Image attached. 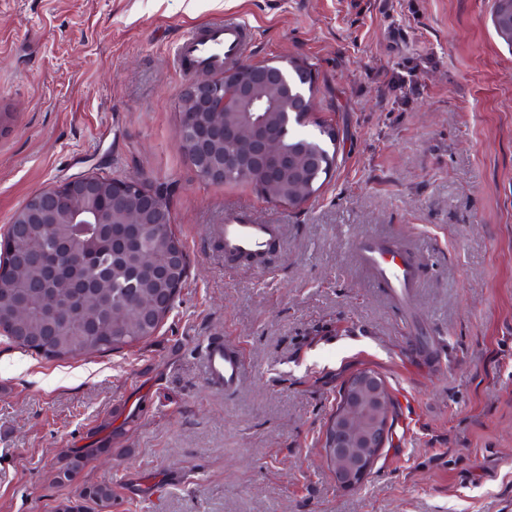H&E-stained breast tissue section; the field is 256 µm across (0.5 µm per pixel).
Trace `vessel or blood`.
<instances>
[{
	"label": "vessel or blood",
	"instance_id": "obj_1",
	"mask_svg": "<svg viewBox=\"0 0 512 512\" xmlns=\"http://www.w3.org/2000/svg\"><path fill=\"white\" fill-rule=\"evenodd\" d=\"M254 39L253 29L238 19L217 21L202 30L187 33L174 48V59L186 74H215L235 65ZM227 258L255 259L277 247L282 227L269 223H244L226 217L219 228ZM357 251L363 264L395 294L404 295L417 285L415 273L405 260L391 255L381 242L365 238ZM244 354L219 341H207L203 347V368L207 381L218 388L236 387L244 370Z\"/></svg>",
	"mask_w": 512,
	"mask_h": 512
}]
</instances>
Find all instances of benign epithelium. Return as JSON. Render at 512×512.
Here are the masks:
<instances>
[{
	"label": "benign epithelium",
	"instance_id": "benign-epithelium-1",
	"mask_svg": "<svg viewBox=\"0 0 512 512\" xmlns=\"http://www.w3.org/2000/svg\"><path fill=\"white\" fill-rule=\"evenodd\" d=\"M283 70L285 67L274 62H243L224 70L218 78H197L185 84L179 101L185 105L188 116L199 112L222 114L231 101L248 112L245 120H227L210 126L208 131L194 129L188 122L181 126V146L209 138L224 146L221 155L206 156L208 172L200 174L204 180L221 185L224 173L229 171L264 180L281 177L292 181L302 175V166L309 158L303 144H290V134L296 122L312 114L313 98L302 97L281 114L278 123L266 120L263 115L269 104L263 89H272L277 101L290 93ZM56 192L79 199L65 214L69 224H110L117 209L122 210L125 224L142 223L147 209H155L164 216L171 214L167 189L144 188L141 181L134 179H112L110 203L102 202L98 180L92 175L76 177ZM43 315L52 325L76 317L77 309L68 299L52 297L47 300ZM391 417L390 393L379 374L361 370L346 381L325 437L330 456L336 461V481L341 486L355 487L367 477L386 447Z\"/></svg>",
	"mask_w": 512,
	"mask_h": 512
}]
</instances>
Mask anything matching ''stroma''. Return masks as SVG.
Returning <instances> with one entry per match:
<instances>
[{"mask_svg": "<svg viewBox=\"0 0 512 512\" xmlns=\"http://www.w3.org/2000/svg\"><path fill=\"white\" fill-rule=\"evenodd\" d=\"M494 0H0V240L34 193L94 175L167 188L188 277L149 341L48 359L0 337V512L112 485V512H512V47ZM227 16L254 62L313 64L336 165L291 208L203 180L177 144L173 49ZM282 227L260 267L226 260V214ZM365 237L418 264L412 299L360 263ZM240 345L224 392L205 339ZM395 404L356 488L323 443L343 382ZM77 482L55 470L93 443Z\"/></svg>", "mask_w": 512, "mask_h": 512, "instance_id": "stroma-1", "label": "stroma"}]
</instances>
